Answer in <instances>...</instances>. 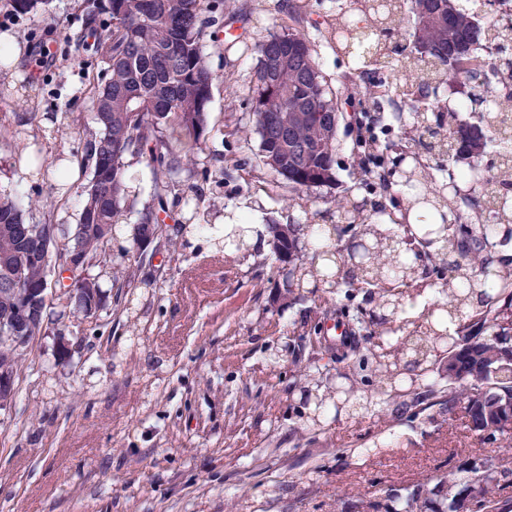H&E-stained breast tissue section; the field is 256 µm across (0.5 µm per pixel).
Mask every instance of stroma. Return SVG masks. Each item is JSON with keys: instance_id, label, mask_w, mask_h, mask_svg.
I'll list each match as a JSON object with an SVG mask.
<instances>
[{"instance_id": "obj_1", "label": "stroma", "mask_w": 512, "mask_h": 512, "mask_svg": "<svg viewBox=\"0 0 512 512\" xmlns=\"http://www.w3.org/2000/svg\"><path fill=\"white\" fill-rule=\"evenodd\" d=\"M219 22L202 51L217 79L208 104L200 158L209 177L186 172L181 184L210 224L249 213L256 229L248 251L228 250L208 233L183 238L175 254L157 253L138 269L125 304L109 306L98 325L62 322L23 361L10 409L0 412V512H347V495L366 499L445 472L471 455L512 462V449L480 441L462 423L437 426L427 412L390 420L394 444L380 441L372 419L329 418L317 433L299 418L288 391L295 362L335 373L334 350L300 344L314 319L335 309L292 306L279 275L264 266L269 224H332L331 197L376 203L375 218L401 222L397 176L389 187L360 178L356 117L346 107L338 128L337 187L294 191L264 165L253 124L258 47L288 28L306 33L338 99L352 83L390 76L356 69L326 29L353 0H206ZM74 0H48L40 20L0 16L15 60L4 75L0 125L35 112L38 146L50 161L69 160L79 142L60 140L51 119L93 110L98 66L74 45ZM58 52L40 71V45ZM72 356L57 357L58 339Z\"/></svg>"}]
</instances>
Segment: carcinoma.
<instances>
[{"label": "carcinoma", "instance_id": "carcinoma-1", "mask_svg": "<svg viewBox=\"0 0 512 512\" xmlns=\"http://www.w3.org/2000/svg\"><path fill=\"white\" fill-rule=\"evenodd\" d=\"M357 20L346 13L336 16L332 32L342 50L364 64L380 65L392 59L398 66L388 84L365 87L363 95L378 101L389 95L400 99L420 96L424 105L414 106L413 120L421 130L420 150L444 162L479 158L491 153L494 139H512V92L494 93L495 80L512 82V9L482 22L458 0H388L376 7L371 0H357ZM44 0H0V11L34 17ZM81 27L76 46L91 53L104 66V82L95 87L92 121L64 116L61 133L83 132L90 136L84 153H72L79 172L91 170L88 184L72 186L83 198L81 224L95 228L66 233L61 225L36 215L46 204L40 192L22 201L13 190L0 191V260L24 268V280L15 281L0 265V367L17 374L29 354L28 348L1 340L20 327L31 338L46 336L51 325L65 318L98 320L106 309L105 283L129 285L141 253L133 248L115 256L112 240L125 230L118 223L127 203V157L145 158L152 175V200L139 212V223L162 224L160 214L169 213L168 192L183 171H192L202 150L200 139L207 125V106L216 75L207 67L200 38L204 0H81ZM495 50L490 64L473 54L467 64L460 54L474 45ZM259 65L252 100L254 128L241 133L258 134L265 164L296 191L331 187L336 183V125L330 112L324 77L311 42L291 30L274 35L258 48ZM470 84V93L451 110L430 99L439 84ZM482 107L479 121L464 123L459 113ZM270 112L278 122L265 126L259 114ZM21 132L3 129L0 146L13 154L14 163L25 172L31 150H16ZM377 143L363 147L366 161L382 157V167L393 171L405 165L404 154L375 153ZM488 179L479 188L480 197L458 200L439 189L434 168L418 164L407 169L404 187L407 209L422 207L432 223L417 231H400L391 224H375L365 206L336 200L340 223L313 242L309 256L298 253L299 224L282 228L280 249L270 250L271 263H281V252L294 255L289 305L307 300L303 287L317 280L326 287L317 295L323 304L336 303V315L351 326L353 335L336 356V373L365 354L375 363L371 374L344 377L342 391L321 380L310 367L291 375L289 388L300 395L309 411V427L322 430L330 415L337 414L336 401L361 407L368 413L377 405L391 407L402 415L431 400L438 415L454 420L456 408L467 409L474 435L493 423L497 404L512 403V367L503 371L509 349L497 337L501 317L512 310V256L492 250L512 242V205L501 198L512 195V148L494 152L487 166ZM474 206L493 213L494 224L508 228L493 234L486 224H462L461 212ZM224 243L241 251L249 240L247 218L240 224H199ZM51 239L52 252L45 263L29 262L24 232ZM433 232L435 241L420 252L401 242L410 234ZM371 243L363 262L353 264L347 256L358 241ZM79 252L90 259L80 279L93 284L69 296L66 309L46 305L39 317L24 304L28 289L58 291L62 280L49 275L50 267L66 271L68 256ZM453 345L448 353L467 344L461 361L477 383L454 385L440 375L429 360L410 364L405 357L419 341H443ZM476 486L483 496L475 512H505L512 503V468L498 469L489 459L471 457L434 479L406 488H387L364 502L368 512H457L462 490Z\"/></svg>", "mask_w": 512, "mask_h": 512}]
</instances>
